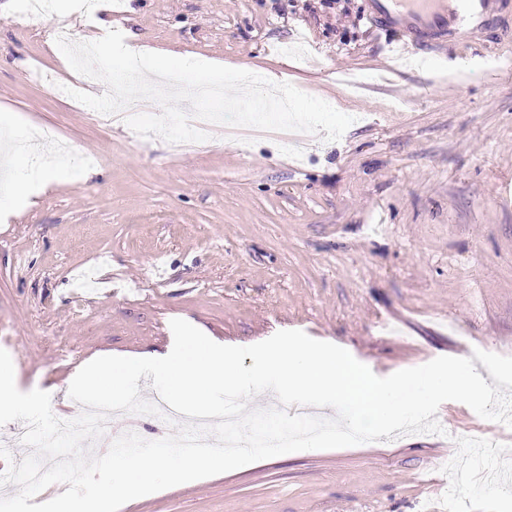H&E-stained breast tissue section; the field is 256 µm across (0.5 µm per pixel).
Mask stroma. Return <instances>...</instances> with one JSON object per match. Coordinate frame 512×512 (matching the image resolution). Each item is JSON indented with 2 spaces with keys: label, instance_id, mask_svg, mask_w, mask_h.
Segmentation results:
<instances>
[{
  "label": "stroma",
  "instance_id": "35a3bbf8",
  "mask_svg": "<svg viewBox=\"0 0 512 512\" xmlns=\"http://www.w3.org/2000/svg\"><path fill=\"white\" fill-rule=\"evenodd\" d=\"M365 0H120L114 26L174 68L193 56L279 81L354 116L337 141L304 149L275 138L193 150L137 143L96 123L28 65L61 72L49 35L0 16V336L17 387L65 397L74 364L165 351L182 319L216 342L249 346L281 330L348 350L373 371L480 349L512 356V33L461 51L468 67L392 69ZM57 129L66 181L14 200L34 129ZM97 155L83 174L73 152ZM142 212L157 215L148 228ZM444 434L260 460L173 486L120 512H424L445 501L441 458L476 470L473 445L512 452V428L457 401ZM469 512H512V489L462 484Z\"/></svg>",
  "mask_w": 512,
  "mask_h": 512
}]
</instances>
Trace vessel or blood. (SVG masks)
<instances>
[{"label":"vessel or blood","mask_w":512,"mask_h":512,"mask_svg":"<svg viewBox=\"0 0 512 512\" xmlns=\"http://www.w3.org/2000/svg\"><path fill=\"white\" fill-rule=\"evenodd\" d=\"M512 0H368L377 30L394 32L386 57L433 61L451 49L475 44L483 29Z\"/></svg>","instance_id":"1"}]
</instances>
